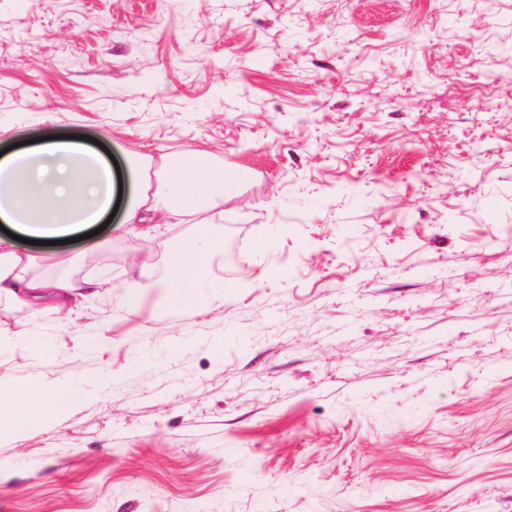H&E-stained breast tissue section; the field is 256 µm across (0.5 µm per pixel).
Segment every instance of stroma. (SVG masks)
Listing matches in <instances>:
<instances>
[{
    "label": "stroma",
    "instance_id": "1",
    "mask_svg": "<svg viewBox=\"0 0 512 512\" xmlns=\"http://www.w3.org/2000/svg\"><path fill=\"white\" fill-rule=\"evenodd\" d=\"M211 152L225 291L158 233L68 246L81 315L0 304V377L74 381L0 439V512H512V0H0V147ZM160 245L166 254L164 275L159 283L139 288H163L170 311L206 310L204 288H226V285L216 284L209 263L196 244L172 246L164 241Z\"/></svg>",
    "mask_w": 512,
    "mask_h": 512
}]
</instances>
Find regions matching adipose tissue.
Listing matches in <instances>:
<instances>
[{"mask_svg": "<svg viewBox=\"0 0 512 512\" xmlns=\"http://www.w3.org/2000/svg\"><path fill=\"white\" fill-rule=\"evenodd\" d=\"M239 173L215 164L207 151L169 161L158 174L155 187H136L137 202L124 212L128 224H159L181 219L212 206L233 186ZM112 169L97 152L67 139L0 154V301L56 310L79 306L89 284L67 277H48L39 268L45 256L67 264L55 241L75 230L100 223L112 208ZM42 241L30 251L19 237ZM221 243L210 224L199 223L197 240L189 244H163L165 272L159 282L169 310H205V289L215 287L207 254ZM77 387L71 382L51 385L17 384L0 379V436L34 428L48 429L71 409Z\"/></svg>", "mask_w": 512, "mask_h": 512, "instance_id": "adipose-tissue-1", "label": "adipose tissue"}]
</instances>
